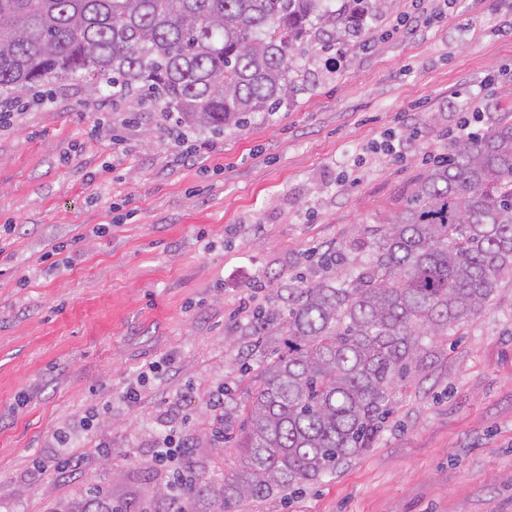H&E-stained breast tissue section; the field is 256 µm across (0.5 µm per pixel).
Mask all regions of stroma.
I'll return each instance as SVG.
<instances>
[{"label": "stroma", "mask_w": 512, "mask_h": 512, "mask_svg": "<svg viewBox=\"0 0 512 512\" xmlns=\"http://www.w3.org/2000/svg\"><path fill=\"white\" fill-rule=\"evenodd\" d=\"M365 38L313 49L309 89L275 112L184 141L160 106L114 107L75 79L0 126V225L17 227L0 252V512L96 485L131 512H176L174 471L223 482L240 459L210 443V399L246 402L282 343L254 313L284 321L297 280H350L456 125L512 113V0H393ZM425 344L372 448L237 512H512V272ZM65 432L74 475L54 468ZM166 433L188 444L174 469L154 461Z\"/></svg>", "instance_id": "obj_1"}]
</instances>
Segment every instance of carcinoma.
<instances>
[{"label":"carcinoma","instance_id":"obj_1","mask_svg":"<svg viewBox=\"0 0 512 512\" xmlns=\"http://www.w3.org/2000/svg\"><path fill=\"white\" fill-rule=\"evenodd\" d=\"M0 0V97L52 96L80 79L118 103H162L173 132L242 126L308 80L293 63L358 42L390 0ZM369 260L345 283L288 289L271 331L287 350L250 377L251 399L224 406L241 468L224 484L181 483L177 512H235L335 472L371 447L396 374L481 312L512 269V122L456 143L414 187ZM240 419L239 429L234 420ZM62 512H126L95 488Z\"/></svg>","mask_w":512,"mask_h":512}]
</instances>
